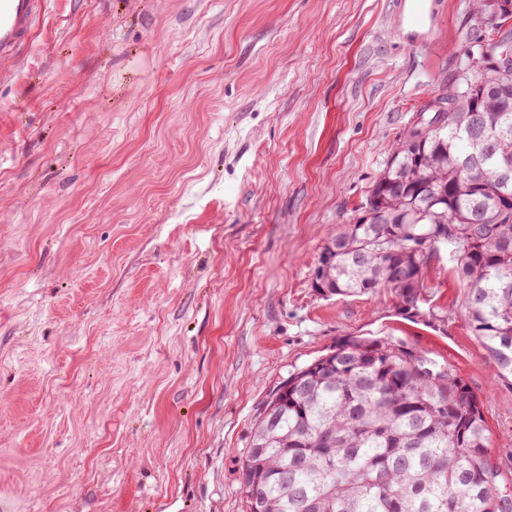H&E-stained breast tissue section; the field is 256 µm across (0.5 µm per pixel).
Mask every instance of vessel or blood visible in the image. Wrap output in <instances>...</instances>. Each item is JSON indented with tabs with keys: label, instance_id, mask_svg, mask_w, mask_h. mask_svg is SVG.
Instances as JSON below:
<instances>
[{
	"label": "vessel or blood",
	"instance_id": "b4317fda",
	"mask_svg": "<svg viewBox=\"0 0 512 512\" xmlns=\"http://www.w3.org/2000/svg\"><path fill=\"white\" fill-rule=\"evenodd\" d=\"M49 0H0V72L9 70L17 51L35 31ZM439 0H393L389 25L400 42L426 47L437 40Z\"/></svg>",
	"mask_w": 512,
	"mask_h": 512
}]
</instances>
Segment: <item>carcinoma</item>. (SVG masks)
Returning <instances> with one entry per match:
<instances>
[{
	"label": "carcinoma",
	"mask_w": 512,
	"mask_h": 512,
	"mask_svg": "<svg viewBox=\"0 0 512 512\" xmlns=\"http://www.w3.org/2000/svg\"><path fill=\"white\" fill-rule=\"evenodd\" d=\"M466 46L448 111L419 112L369 187L365 224L325 244L328 296L389 290L406 311L426 289L429 256L449 249L473 335L498 375L512 379V81L469 69ZM483 132L473 133V109ZM426 251H412L418 241ZM314 359L276 389L274 426L254 423L241 473L250 512H512V494L488 459L480 399L456 371L402 343L357 338Z\"/></svg>",
	"instance_id": "obj_1"
}]
</instances>
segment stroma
Segmentation results:
<instances>
[{
    "mask_svg": "<svg viewBox=\"0 0 512 512\" xmlns=\"http://www.w3.org/2000/svg\"><path fill=\"white\" fill-rule=\"evenodd\" d=\"M441 2L422 49L392 0H52L0 76V512H247L260 408L352 337L455 369L512 477V383L447 251L410 314L314 286L490 32Z\"/></svg>",
    "mask_w": 512,
    "mask_h": 512,
    "instance_id": "obj_1",
    "label": "stroma"
}]
</instances>
